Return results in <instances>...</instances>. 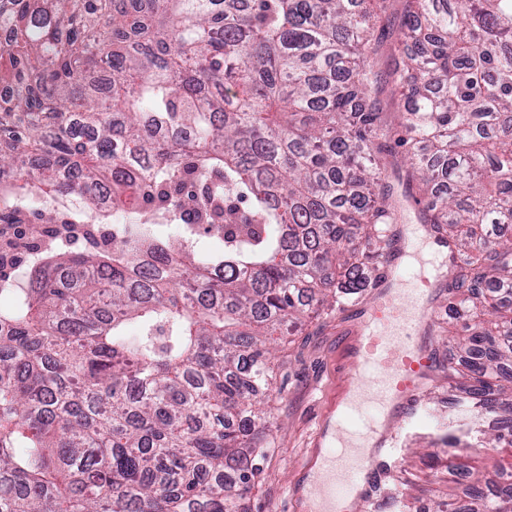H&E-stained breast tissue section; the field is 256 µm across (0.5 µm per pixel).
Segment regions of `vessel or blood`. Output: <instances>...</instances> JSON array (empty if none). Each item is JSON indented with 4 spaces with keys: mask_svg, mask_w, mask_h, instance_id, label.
<instances>
[{
    "mask_svg": "<svg viewBox=\"0 0 512 512\" xmlns=\"http://www.w3.org/2000/svg\"><path fill=\"white\" fill-rule=\"evenodd\" d=\"M447 275L442 267L412 277L392 263L381 270L373 305L358 312V343L347 373L348 385L363 392L341 414L351 441L324 446L322 470L292 490L302 512H340V503L366 501L380 489L397 442L393 422L409 419L422 396L424 347L414 333L431 330L434 322L430 281Z\"/></svg>",
    "mask_w": 512,
    "mask_h": 512,
    "instance_id": "vessel-or-blood-1",
    "label": "vessel or blood"
}]
</instances>
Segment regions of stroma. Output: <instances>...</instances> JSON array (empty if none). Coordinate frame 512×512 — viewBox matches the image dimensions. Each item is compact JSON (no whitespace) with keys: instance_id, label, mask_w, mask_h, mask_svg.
<instances>
[{"instance_id":"stroma-1","label":"stroma","mask_w":512,"mask_h":512,"mask_svg":"<svg viewBox=\"0 0 512 512\" xmlns=\"http://www.w3.org/2000/svg\"><path fill=\"white\" fill-rule=\"evenodd\" d=\"M403 10V0H389L383 15L385 32L374 65L386 74L403 62L398 43ZM381 100L394 123L391 137L399 162L398 167L389 168V180L402 198L408 148L400 143L403 130L397 124L400 89L386 84ZM400 213L402 223L419 225L418 210L403 198ZM356 326L355 314L333 311L304 320L277 343L271 357L274 389L267 400L272 426L260 472L245 501L248 512H289L290 493L302 480L299 465L310 457L319 437L322 410L339 399L346 387L347 347L356 336ZM430 378L437 383L433 393L422 397L416 415L400 424L401 440L383 480L382 502H357L348 512H424L433 502L447 501L449 448L442 438L463 424L465 417L449 403L447 381L435 372Z\"/></svg>"}]
</instances>
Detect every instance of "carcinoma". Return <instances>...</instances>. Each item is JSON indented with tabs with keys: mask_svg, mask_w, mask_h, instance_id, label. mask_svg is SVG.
<instances>
[{
	"mask_svg": "<svg viewBox=\"0 0 512 512\" xmlns=\"http://www.w3.org/2000/svg\"><path fill=\"white\" fill-rule=\"evenodd\" d=\"M372 2L0 0V223L119 238L0 278V512H247L270 345L365 294L399 220ZM399 43L448 394L512 449V0H404ZM458 469L463 512H512V464ZM446 284L438 288H442V298L435 307L436 324L431 334L423 335L429 347L432 356L435 359L436 365L448 362V356L453 354L451 347L448 345V336H443V324L448 319V306L444 300L446 292L444 291Z\"/></svg>",
	"mask_w": 512,
	"mask_h": 512,
	"instance_id": "carcinoma-1",
	"label": "carcinoma"
}]
</instances>
